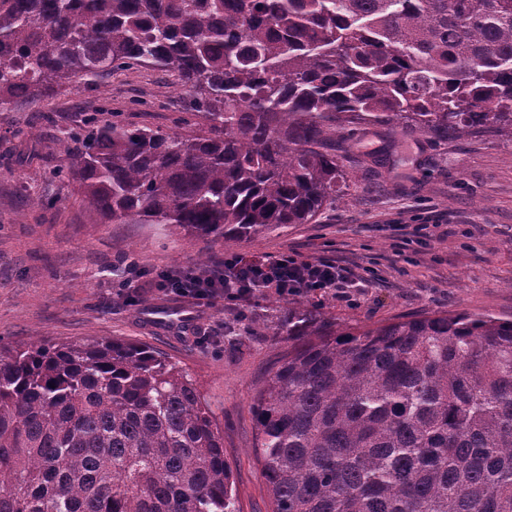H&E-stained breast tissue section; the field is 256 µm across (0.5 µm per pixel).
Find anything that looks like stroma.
Wrapping results in <instances>:
<instances>
[{"label": "stroma", "mask_w": 512, "mask_h": 512, "mask_svg": "<svg viewBox=\"0 0 512 512\" xmlns=\"http://www.w3.org/2000/svg\"><path fill=\"white\" fill-rule=\"evenodd\" d=\"M92 115L164 131L197 121L173 76L155 67L0 108V346L120 338L171 356L224 430L240 512L272 510L250 406L288 348L277 329L290 310L313 305L354 327L456 311L512 319L510 136L354 126L339 156L348 187L316 222L206 242L169 224L97 221L65 169L70 134ZM289 250L350 266L363 291L347 300L258 291L199 307L145 289L165 269Z\"/></svg>", "instance_id": "35a3bbf8"}]
</instances>
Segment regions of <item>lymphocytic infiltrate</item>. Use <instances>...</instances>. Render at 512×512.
<instances>
[{
  "label": "lymphocytic infiltrate",
  "instance_id": "f902f5d3",
  "mask_svg": "<svg viewBox=\"0 0 512 512\" xmlns=\"http://www.w3.org/2000/svg\"><path fill=\"white\" fill-rule=\"evenodd\" d=\"M354 283L353 272L344 265L284 253L252 262L230 256L213 266L166 272L159 275L156 287L200 302L216 298L233 302L256 289L283 298L316 293L343 298Z\"/></svg>",
  "mask_w": 512,
  "mask_h": 512
}]
</instances>
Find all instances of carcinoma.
I'll list each match as a JSON object with an SVG mask.
<instances>
[{"label": "carcinoma", "mask_w": 512, "mask_h": 512, "mask_svg": "<svg viewBox=\"0 0 512 512\" xmlns=\"http://www.w3.org/2000/svg\"><path fill=\"white\" fill-rule=\"evenodd\" d=\"M135 65L202 122L72 136L103 223L249 238L342 195L353 124L512 135V0H0V107ZM281 331L250 406L273 512H512V319ZM0 512H237L224 432L147 345L0 347Z\"/></svg>", "instance_id": "1"}]
</instances>
